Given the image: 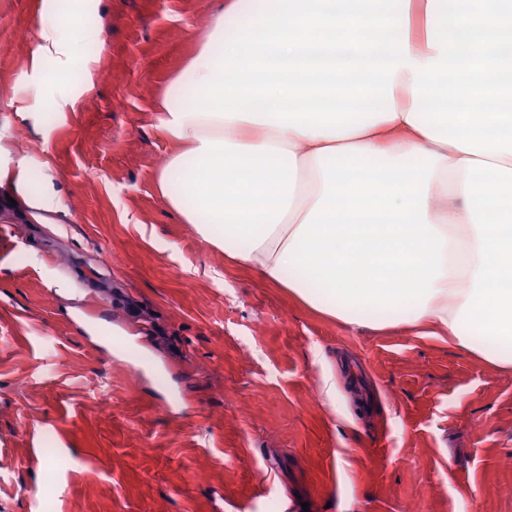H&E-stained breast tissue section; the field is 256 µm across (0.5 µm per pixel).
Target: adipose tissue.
<instances>
[{
  "mask_svg": "<svg viewBox=\"0 0 512 512\" xmlns=\"http://www.w3.org/2000/svg\"><path fill=\"white\" fill-rule=\"evenodd\" d=\"M83 0H50L34 64ZM183 221L313 311L512 370V0H227L163 102ZM0 144V187L54 223Z\"/></svg>",
  "mask_w": 512,
  "mask_h": 512,
  "instance_id": "obj_1",
  "label": "adipose tissue"
}]
</instances>
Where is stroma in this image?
Instances as JSON below:
<instances>
[{"label":"stroma","mask_w":512,"mask_h":512,"mask_svg":"<svg viewBox=\"0 0 512 512\" xmlns=\"http://www.w3.org/2000/svg\"><path fill=\"white\" fill-rule=\"evenodd\" d=\"M224 2L88 0L51 80L48 0H0V143L58 206L0 187V512H512V370L324 317L157 193L165 92ZM8 148L0 144V187L7 185L16 193V202L24 208L36 224L56 223L54 197L52 195L53 174L47 164L46 173L39 189H33L29 167L26 163L11 164Z\"/></svg>","instance_id":"35a3bbf8"}]
</instances>
